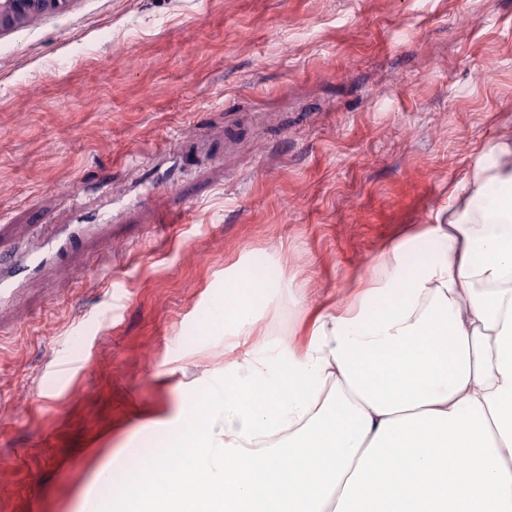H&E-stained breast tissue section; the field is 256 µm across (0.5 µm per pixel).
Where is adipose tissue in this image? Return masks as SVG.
I'll use <instances>...</instances> for the list:
<instances>
[{"mask_svg": "<svg viewBox=\"0 0 512 512\" xmlns=\"http://www.w3.org/2000/svg\"><path fill=\"white\" fill-rule=\"evenodd\" d=\"M488 208L392 243L299 348L224 297L241 358L116 498L138 512H512V142ZM429 244L407 265L406 251Z\"/></svg>", "mask_w": 512, "mask_h": 512, "instance_id": "adipose-tissue-1", "label": "adipose tissue"}]
</instances>
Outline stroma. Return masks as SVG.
<instances>
[{
    "label": "stroma",
    "mask_w": 512,
    "mask_h": 512,
    "mask_svg": "<svg viewBox=\"0 0 512 512\" xmlns=\"http://www.w3.org/2000/svg\"><path fill=\"white\" fill-rule=\"evenodd\" d=\"M512 140V0H72L0 36V512H79ZM120 457H113V450Z\"/></svg>",
    "instance_id": "1"
}]
</instances>
